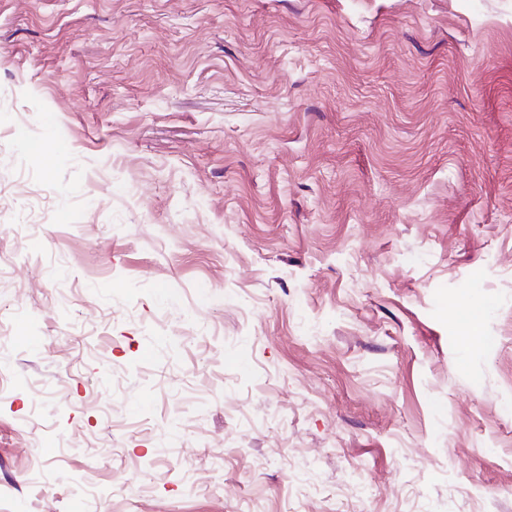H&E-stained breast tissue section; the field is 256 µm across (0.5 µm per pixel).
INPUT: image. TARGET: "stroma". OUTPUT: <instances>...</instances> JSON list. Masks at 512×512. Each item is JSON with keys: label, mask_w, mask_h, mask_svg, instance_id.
<instances>
[{"label": "stroma", "mask_w": 512, "mask_h": 512, "mask_svg": "<svg viewBox=\"0 0 512 512\" xmlns=\"http://www.w3.org/2000/svg\"><path fill=\"white\" fill-rule=\"evenodd\" d=\"M0 382V512H512V0H0Z\"/></svg>", "instance_id": "stroma-1"}]
</instances>
